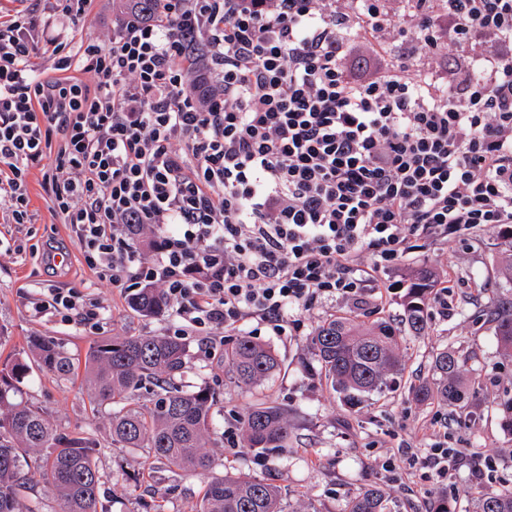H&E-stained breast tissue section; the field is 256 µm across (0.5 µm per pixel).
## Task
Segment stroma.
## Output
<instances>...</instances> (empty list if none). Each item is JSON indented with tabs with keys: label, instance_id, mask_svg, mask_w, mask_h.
I'll use <instances>...</instances> for the list:
<instances>
[{
	"label": "stroma",
	"instance_id": "1",
	"mask_svg": "<svg viewBox=\"0 0 512 512\" xmlns=\"http://www.w3.org/2000/svg\"><path fill=\"white\" fill-rule=\"evenodd\" d=\"M116 0H93L92 18L71 23L75 41L100 40L112 31ZM34 221L0 223V360L23 351L33 335L57 339L77 369L61 378L33 371L21 385L23 398L43 411L57 432H85L96 444L105 512H196L206 474L184 472L149 458L143 448L113 445L110 418L93 409L82 371L93 341L122 335H173L171 314L143 317L133 312L129 293L113 288L90 270L69 226L52 214L39 169L29 175ZM505 245L496 229L484 227L459 238L424 243L401 266L383 273L379 292L355 305L324 300L299 311V332L255 334L283 360L282 370L252 386L238 384L224 365L232 337L183 335L189 359L182 377L186 389H214L217 402L207 445L222 461L221 473L267 480L282 495L284 512H348L365 487L377 486L392 512H430L436 497H447L460 512H477L480 496L512 489V429L503 423L499 402L512 397V354L497 343L486 317L503 296ZM430 269L448 285V313L437 312V292L427 298L432 313L424 335L402 321L407 274ZM51 288L89 295L102 308L96 325L79 317L36 313ZM349 316L371 323L390 320L398 334L404 370L395 384L372 395L365 406L349 409L320 373L311 339L326 321ZM457 351L466 363L461 378L466 399L455 406L434 399L416 402L412 386L438 390L436 355ZM288 409L293 440L288 447L261 453L246 446L241 420L252 405ZM446 448L456 453L452 476L410 467L411 457Z\"/></svg>",
	"mask_w": 512,
	"mask_h": 512
}]
</instances>
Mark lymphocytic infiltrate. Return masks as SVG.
I'll return each mask as SVG.
<instances>
[{
    "mask_svg": "<svg viewBox=\"0 0 512 512\" xmlns=\"http://www.w3.org/2000/svg\"><path fill=\"white\" fill-rule=\"evenodd\" d=\"M91 2L0 20L4 221L42 168L86 264L162 289L178 332L284 336L420 243L512 224V0H154L74 45ZM37 310L99 317L56 288Z\"/></svg>",
    "mask_w": 512,
    "mask_h": 512,
    "instance_id": "1",
    "label": "lymphocytic infiltrate"
}]
</instances>
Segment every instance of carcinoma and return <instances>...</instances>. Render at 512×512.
I'll return each mask as SVG.
<instances>
[{"mask_svg":"<svg viewBox=\"0 0 512 512\" xmlns=\"http://www.w3.org/2000/svg\"><path fill=\"white\" fill-rule=\"evenodd\" d=\"M403 321L416 336L430 318L426 299L432 288L425 270L407 275ZM504 298L488 314L505 351H512V275L505 277ZM131 309L145 317L163 314L167 302L159 288H142L130 299ZM326 383L355 409L393 383L401 370L396 331L385 320L370 325L340 316L321 325L311 340ZM188 349L167 336H114L89 346L84 360L91 404L109 411L112 444L147 448L151 456L183 471L211 474L198 512H283L279 489L247 475H215L218 458L206 449L212 422L214 393L206 386L193 391L175 382L185 368ZM224 364L237 382L252 385L280 369L281 360L268 346L248 336L224 348ZM464 361L455 350L437 354L440 400L461 402ZM59 377L75 371L73 359L50 336H30L27 350L0 363V512H39L38 502L23 491L32 489L29 470L61 502V512H101V475L92 441L82 432L60 435L38 410L20 398V387L33 368ZM152 387L139 400V391ZM242 435L250 448L263 452L286 448L292 436L288 410L257 404L242 419ZM349 512H389L382 492L371 486L350 503ZM478 512H512V490L485 493Z\"/></svg>","mask_w":512,"mask_h":512,"instance_id":"1","label":"carcinoma"}]
</instances>
